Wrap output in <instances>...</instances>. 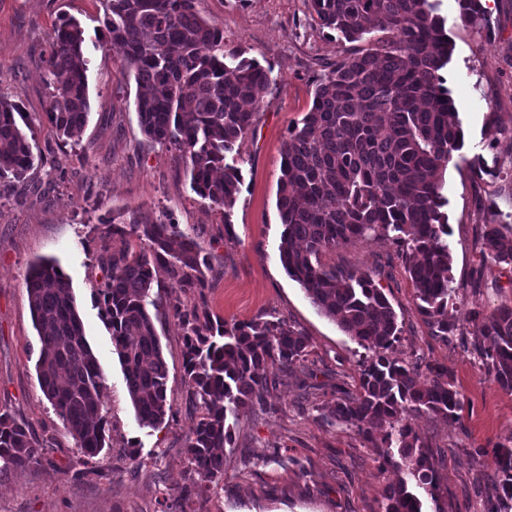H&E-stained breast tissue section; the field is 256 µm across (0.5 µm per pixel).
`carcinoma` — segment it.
Returning a JSON list of instances; mask_svg holds the SVG:
<instances>
[{
  "mask_svg": "<svg viewBox=\"0 0 512 512\" xmlns=\"http://www.w3.org/2000/svg\"><path fill=\"white\" fill-rule=\"evenodd\" d=\"M102 24L125 49L137 84V113L145 136L178 151L191 189L231 211L241 192V169L228 162L254 125L272 71L241 53L224 51V32L200 17L195 0H101ZM321 25L352 43L319 80L311 108L293 123L282 147L277 208L284 229L279 259L318 312L369 352L359 388L337 386L321 410L366 438L381 434L382 458L398 455L415 487L404 480L385 488L382 512H424L422 494L435 497L436 475L425 443L403 423L414 411L455 421L459 393L448 370L389 355L402 327L370 273L321 262L324 252L368 237L391 240L414 285L417 312L434 336L448 340L452 288L444 173L463 144L454 100L441 71L454 43L437 13L438 0H309ZM463 25L491 36L483 0H457ZM80 24L63 19L50 33L47 118L59 138H80L90 102ZM18 105L0 95V199L34 169L35 154L17 124ZM136 239L147 247L120 250L107 240ZM480 237L488 259L512 264V225L486 224ZM97 288L112 331L127 392L140 426L165 423L168 367L151 314L158 274L169 281V308L184 332V369L201 408L186 448L187 483L167 494L161 512H186L188 501L224 477L216 449L232 444L247 408L265 407L267 368L282 372L308 353L305 334L283 318L228 325L205 301L187 307L186 288L204 297L208 257L166 213L132 210L100 233ZM56 259L36 263L27 282L40 353L41 391L80 454L105 448L103 375L84 332L72 287ZM474 350L487 377L512 391V306L468 318ZM496 491L483 512H512V449H501ZM51 463L40 439L0 410V479Z\"/></svg>",
  "mask_w": 512,
  "mask_h": 512,
  "instance_id": "carcinoma-1",
  "label": "carcinoma"
}]
</instances>
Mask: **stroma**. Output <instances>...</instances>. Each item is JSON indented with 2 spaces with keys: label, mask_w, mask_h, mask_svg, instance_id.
I'll list each match as a JSON object with an SVG mask.
<instances>
[{
  "label": "stroma",
  "mask_w": 512,
  "mask_h": 512,
  "mask_svg": "<svg viewBox=\"0 0 512 512\" xmlns=\"http://www.w3.org/2000/svg\"><path fill=\"white\" fill-rule=\"evenodd\" d=\"M492 36L463 26L456 0L439 12L454 41L443 76L455 102L464 144L445 173L448 245L456 293L448 316L460 322L443 343L416 311L413 284L390 241L368 238L323 255L324 264L371 272L397 313L403 332L392 354L447 368L463 399L458 421L408 413L437 478L425 512H480L498 471V446L512 449V391L484 379L464 322L471 311L512 306V265L483 256L480 228L512 225V0H485ZM205 20L224 33L225 49L271 68L273 83L252 130L235 156L244 177L232 214L190 188L174 149L147 140L136 111V83L123 49L100 19V0H0V95L19 105L17 119L32 132L44 162L22 185V202L0 200V409L43 440L50 465L0 481V512H160L169 491L183 484L185 448L200 410L183 369V330L167 307L159 281L153 319L168 365V421L141 427L96 294L104 274L96 260L99 227L130 210L165 211L199 245L212 266L205 301L227 323L276 316L301 329L309 353L289 372L268 371V410L241 415L224 450V477L192 498L187 512H382L386 485L408 478L405 467L382 463L374 442L324 417V390L359 386L363 348L318 313L279 261L283 226L276 208L282 144L313 100L315 85L347 49L323 28L308 0H196ZM84 29L91 111L78 142L58 139L46 116L49 35L61 18ZM482 160L488 175L472 177ZM232 235H225V222ZM59 259L69 279L88 343L104 376L106 449L82 461L74 439L45 399L36 375L39 338L26 288L32 265ZM73 463L65 475L60 465Z\"/></svg>",
  "instance_id": "obj_1"
}]
</instances>
